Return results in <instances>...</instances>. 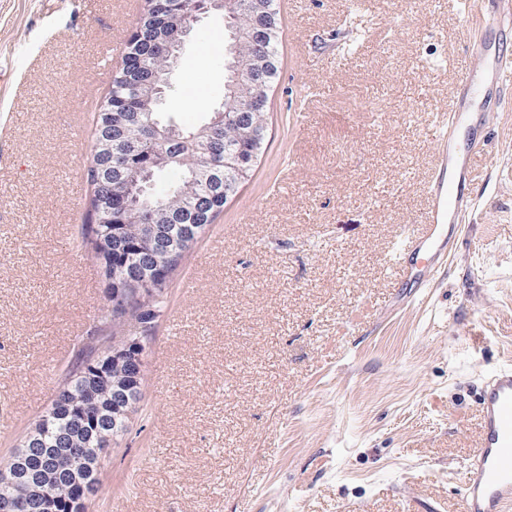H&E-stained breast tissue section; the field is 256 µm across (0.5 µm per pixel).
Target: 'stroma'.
I'll return each mask as SVG.
<instances>
[{"mask_svg":"<svg viewBox=\"0 0 512 512\" xmlns=\"http://www.w3.org/2000/svg\"><path fill=\"white\" fill-rule=\"evenodd\" d=\"M144 0H0V462L49 403L104 283L82 248L105 51ZM281 72L267 148L190 250L146 351L132 432L89 512H458L489 373L512 366V109L475 100L473 207L430 287L400 300L394 265L420 224L429 136L458 72L512 56V28L442 0H278ZM224 100V18L204 19L164 112ZM178 319L177 334L168 322Z\"/></svg>","mask_w":512,"mask_h":512,"instance_id":"1","label":"stroma"}]
</instances>
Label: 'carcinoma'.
I'll return each mask as SVG.
<instances>
[{
  "instance_id": "obj_1",
  "label": "carcinoma",
  "mask_w": 512,
  "mask_h": 512,
  "mask_svg": "<svg viewBox=\"0 0 512 512\" xmlns=\"http://www.w3.org/2000/svg\"><path fill=\"white\" fill-rule=\"evenodd\" d=\"M146 14L161 8L172 21L163 35H175L182 0H145ZM233 24L240 30L224 54V133L214 150L221 162L197 172L200 153L172 138L157 147L173 162L151 163L149 152H127L126 132L153 122L178 128L163 117L160 100L171 87L174 67L149 42L131 39L127 54L143 69L117 71L107 100L112 125L94 128L93 154L86 170L90 195L82 246L113 289L103 315L84 337L44 411L27 428L0 477V512H86L101 489L100 461L130 431L144 399L146 342H155L168 302L169 283L208 226L224 211L230 194L264 150L266 98L278 77L281 24L275 0H233ZM150 171L140 201L150 216L128 222L105 200L127 193Z\"/></svg>"
}]
</instances>
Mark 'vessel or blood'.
I'll return each mask as SVG.
<instances>
[{"mask_svg":"<svg viewBox=\"0 0 512 512\" xmlns=\"http://www.w3.org/2000/svg\"><path fill=\"white\" fill-rule=\"evenodd\" d=\"M456 127L439 129L434 138L437 176L427 186L431 204L419 226L404 243L417 262L402 272L417 287H429L436 274L437 258L446 247L449 219L464 216L472 206L462 188L471 172L470 162L455 156L450 145ZM481 434L469 457L460 491L458 512H512V368L502 367L491 375L478 403Z\"/></svg>","mask_w":512,"mask_h":512,"instance_id":"b4317fda","label":"vessel or blood"}]
</instances>
